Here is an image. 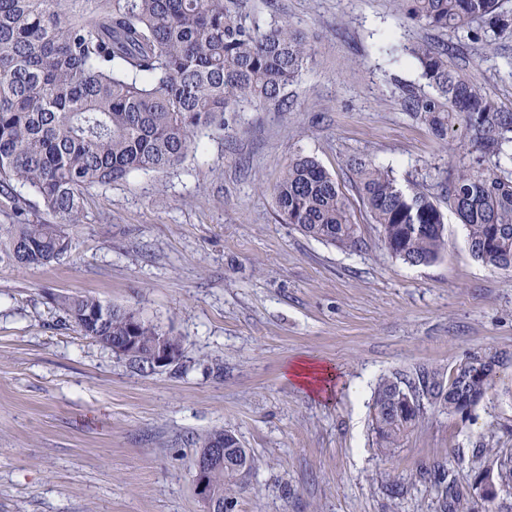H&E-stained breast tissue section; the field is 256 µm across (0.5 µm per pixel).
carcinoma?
<instances>
[{
	"instance_id": "obj_1",
	"label": "carcinoma",
	"mask_w": 512,
	"mask_h": 512,
	"mask_svg": "<svg viewBox=\"0 0 512 512\" xmlns=\"http://www.w3.org/2000/svg\"><path fill=\"white\" fill-rule=\"evenodd\" d=\"M405 22L451 41L406 49L424 85L396 84L402 110L442 140L461 131L458 160L438 173L437 195L401 186L373 160L347 161L352 188L387 252L411 266H430L447 249L448 204L467 232L472 257L512 272V112L483 87L479 60L458 54L468 40L496 50L512 37V11L501 0H393ZM269 13L270 21L261 20ZM274 0H0V195L13 221L0 224V263L47 265L71 249L68 228L82 223L86 194L134 173L167 172L200 147L199 135H230L250 107L291 111L293 86L315 60L308 36L275 16ZM38 197L55 222L27 217L22 190ZM278 217L303 235L340 249L367 246L348 198L318 160L297 152L273 187ZM81 335L109 348L129 335L131 308L83 294L56 298ZM140 346L125 356L136 373L153 370V348L166 335L141 316ZM462 372L422 368L411 382L385 375L374 392L371 426L377 455L389 457L422 421L426 407L455 414L480 402L512 360L503 353L465 355ZM225 437L224 465L210 473L220 495L238 488L239 443L226 430L196 439L200 449ZM494 458L502 490L512 495V449L479 446ZM442 512H478L475 497L436 462Z\"/></svg>"
}]
</instances>
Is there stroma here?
<instances>
[{"label":"stroma","mask_w":512,"mask_h":512,"mask_svg":"<svg viewBox=\"0 0 512 512\" xmlns=\"http://www.w3.org/2000/svg\"><path fill=\"white\" fill-rule=\"evenodd\" d=\"M277 4L316 49L293 111L243 112L177 170L91 191L65 258L0 263V512H204L191 441L215 429L255 459L236 512H437L420 468L448 462L467 490L488 465L474 448H512V363L469 416L427 410L391 457L371 430L382 376L512 356V273L477 262L452 220L443 257L412 267L383 249L357 195V253L279 223L272 195L300 150L344 189L353 155L403 185L446 171L458 134L412 122L390 82L419 81L404 49L440 34L398 20L392 0ZM75 292L180 337L178 364L137 374L64 325L55 299ZM301 356L333 369L330 398L289 379Z\"/></svg>","instance_id":"1"}]
</instances>
